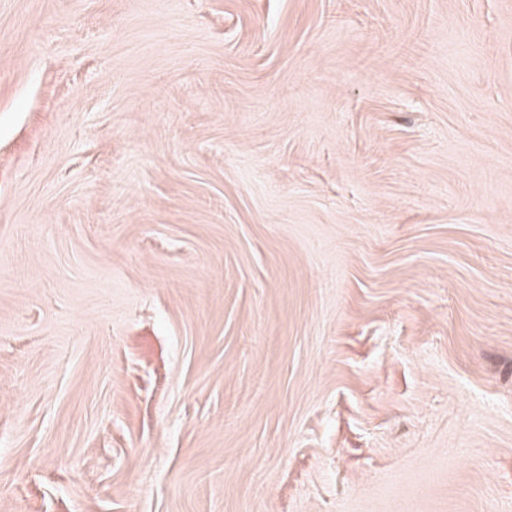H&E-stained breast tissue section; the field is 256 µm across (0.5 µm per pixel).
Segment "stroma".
I'll list each match as a JSON object with an SVG mask.
<instances>
[{
	"mask_svg": "<svg viewBox=\"0 0 512 512\" xmlns=\"http://www.w3.org/2000/svg\"><path fill=\"white\" fill-rule=\"evenodd\" d=\"M0 512H512V0H0Z\"/></svg>",
	"mask_w": 512,
	"mask_h": 512,
	"instance_id": "stroma-1",
	"label": "stroma"
}]
</instances>
